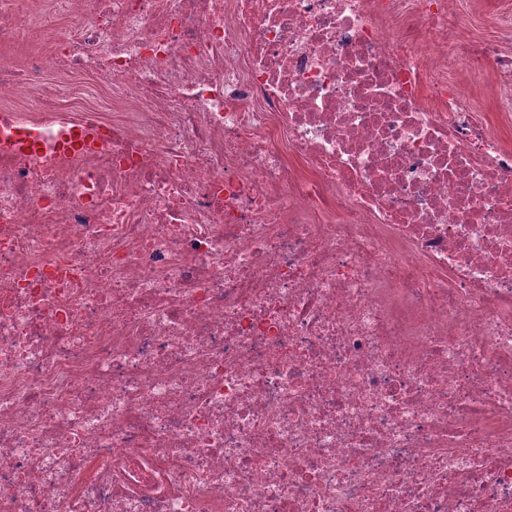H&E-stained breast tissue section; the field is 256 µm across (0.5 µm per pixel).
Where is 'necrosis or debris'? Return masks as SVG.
<instances>
[{
    "mask_svg": "<svg viewBox=\"0 0 512 512\" xmlns=\"http://www.w3.org/2000/svg\"><path fill=\"white\" fill-rule=\"evenodd\" d=\"M61 6L19 58L0 0V512H512V146L448 77L512 51L450 0Z\"/></svg>",
    "mask_w": 512,
    "mask_h": 512,
    "instance_id": "4bbe7bcc",
    "label": "necrosis or debris"
}]
</instances>
